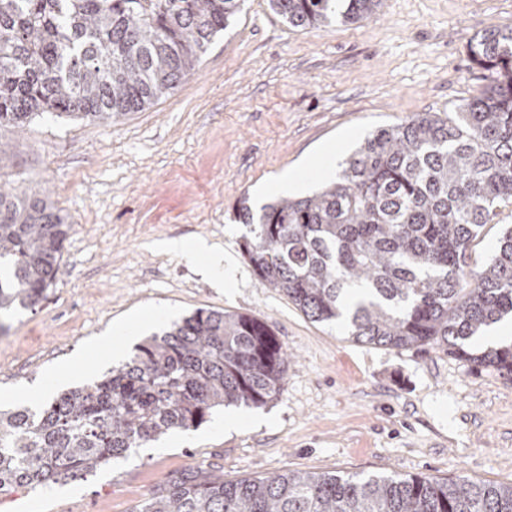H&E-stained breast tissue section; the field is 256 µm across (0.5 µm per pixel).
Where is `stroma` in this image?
Segmentation results:
<instances>
[{"mask_svg": "<svg viewBox=\"0 0 512 512\" xmlns=\"http://www.w3.org/2000/svg\"><path fill=\"white\" fill-rule=\"evenodd\" d=\"M512 26V0H384L370 19L294 28L268 0H244L174 93L108 122L46 114L1 135L4 183L49 198L72 229L45 299L0 324V407L100 380L140 339L199 308L252 314L288 353L283 388L130 450L86 478L0 496V512H134L166 478L201 463L225 480L272 472L423 474L512 484V379L469 370L436 347L352 341L263 287L234 219L273 201L279 174L324 182L305 159L344 163L377 128L440 115L487 84L469 44ZM203 238L234 267L230 286L162 248ZM164 318L150 319L151 311ZM118 332L121 356L101 343Z\"/></svg>", "mask_w": 512, "mask_h": 512, "instance_id": "1", "label": "stroma"}]
</instances>
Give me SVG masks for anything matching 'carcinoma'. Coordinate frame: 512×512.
<instances>
[{
  "mask_svg": "<svg viewBox=\"0 0 512 512\" xmlns=\"http://www.w3.org/2000/svg\"><path fill=\"white\" fill-rule=\"evenodd\" d=\"M244 0H0V130L51 112L109 120L173 93ZM293 27L371 18L382 0H268ZM480 95L442 117L375 130L310 196L255 212L243 252L260 284L309 320L341 316L347 286L369 289L344 323L353 341L437 346L512 376V343L470 348L512 316V230L480 268L485 227L512 208V27L476 34ZM71 225L46 198L0 185V313L34 308ZM288 355L261 319L200 308L139 345L104 379L35 412L0 409V495L82 479L131 448L197 428L216 411L273 401ZM135 512H512V484L426 476L288 472L234 482L201 464L165 480Z\"/></svg>",
  "mask_w": 512,
  "mask_h": 512,
  "instance_id": "cac0c4a2",
  "label": "carcinoma"
}]
</instances>
